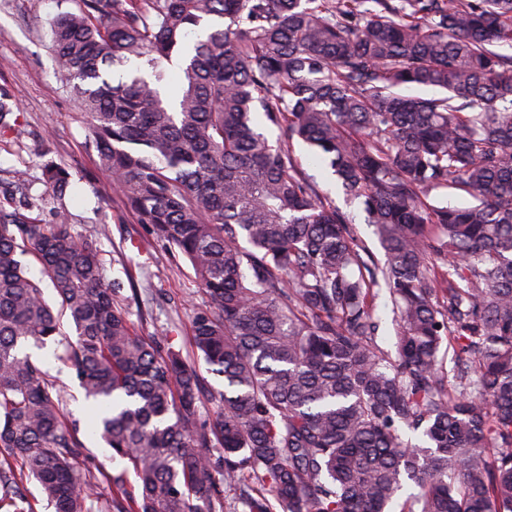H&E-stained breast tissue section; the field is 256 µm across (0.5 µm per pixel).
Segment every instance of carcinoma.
Wrapping results in <instances>:
<instances>
[{"label":"carcinoma","instance_id":"obj_1","mask_svg":"<svg viewBox=\"0 0 512 512\" xmlns=\"http://www.w3.org/2000/svg\"><path fill=\"white\" fill-rule=\"evenodd\" d=\"M50 34L100 166L194 271L192 344L224 392L201 418L173 328L138 336L96 245L46 222V198L0 194V512H33L28 480L54 512H92L30 341L64 344L136 475L107 477L112 512H224L228 490L234 512H512V0H81ZM19 126L1 86L0 135ZM34 155L64 199L69 170ZM449 188L475 203L433 195ZM445 345L464 355L452 382ZM292 147L295 155L300 158L303 168L316 181L319 189L336 199V204L344 211L349 212L355 219V223L359 224L362 229L363 237L367 241L371 249L378 255H381V249L378 244L376 237L372 233V229L364 224V213L358 203L347 204L343 195L339 192L336 186L335 176L331 171L325 170L319 163L312 160V156L308 152L307 148L294 140Z\"/></svg>","mask_w":512,"mask_h":512}]
</instances>
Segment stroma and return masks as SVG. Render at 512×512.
<instances>
[{
  "mask_svg": "<svg viewBox=\"0 0 512 512\" xmlns=\"http://www.w3.org/2000/svg\"><path fill=\"white\" fill-rule=\"evenodd\" d=\"M79 0H0V85L13 91L21 112L19 132L0 138V175L9 176L22 163H34L31 149L46 141L52 157L69 168L78 198L69 202L66 219L74 232L92 240L103 259L107 278L133 280L126 309L139 335H153L156 328L174 324V344L203 378L208 394L224 388V380L198 359L191 340V318L204 297L188 261L151 235L112 191V179L88 146L89 131L70 90L58 78L50 49V19L60 10L75 9ZM293 151L320 190L346 206L361 225L371 249L379 244L358 204H346L331 171L313 161L307 148L294 143ZM61 345L33 348L49 378L65 390V409L81 421L80 438L86 448L77 468L93 476L96 496L110 497L109 475L122 469L112 459L97 432L87 424L88 403L76 379L58 359Z\"/></svg>",
  "mask_w": 512,
  "mask_h": 512,
  "instance_id": "obj_1",
  "label": "stroma"
}]
</instances>
